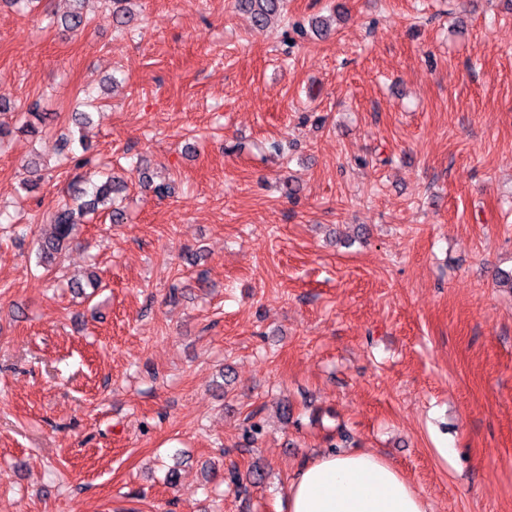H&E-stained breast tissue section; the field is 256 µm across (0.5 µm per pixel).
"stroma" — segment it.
Listing matches in <instances>:
<instances>
[{
    "label": "stroma",
    "instance_id": "obj_1",
    "mask_svg": "<svg viewBox=\"0 0 512 512\" xmlns=\"http://www.w3.org/2000/svg\"><path fill=\"white\" fill-rule=\"evenodd\" d=\"M68 8L0 0V512H287L343 432L427 512H512V0H286L264 31L236 0ZM70 133L127 169L128 220L47 274Z\"/></svg>",
    "mask_w": 512,
    "mask_h": 512
}]
</instances>
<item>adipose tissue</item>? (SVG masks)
Masks as SVG:
<instances>
[{
	"label": "adipose tissue",
	"instance_id": "obj_1",
	"mask_svg": "<svg viewBox=\"0 0 512 512\" xmlns=\"http://www.w3.org/2000/svg\"><path fill=\"white\" fill-rule=\"evenodd\" d=\"M288 512H426L422 497L392 464L370 452H327L299 468Z\"/></svg>",
	"mask_w": 512,
	"mask_h": 512
}]
</instances>
